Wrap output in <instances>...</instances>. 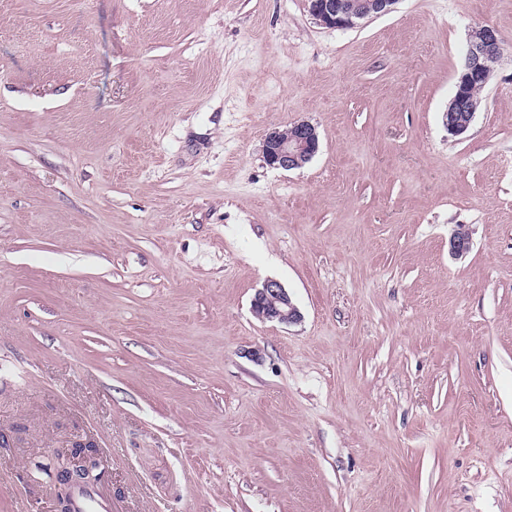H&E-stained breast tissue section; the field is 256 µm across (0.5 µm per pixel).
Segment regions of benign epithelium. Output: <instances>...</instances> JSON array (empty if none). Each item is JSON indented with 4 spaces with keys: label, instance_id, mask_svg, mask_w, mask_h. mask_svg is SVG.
Here are the masks:
<instances>
[{
    "label": "benign epithelium",
    "instance_id": "obj_1",
    "mask_svg": "<svg viewBox=\"0 0 512 512\" xmlns=\"http://www.w3.org/2000/svg\"><path fill=\"white\" fill-rule=\"evenodd\" d=\"M309 12L320 24L337 29L353 28L359 21L385 15L392 11L398 0H308ZM502 37L491 26L471 30L463 61V71L456 92L448 105V132L454 136L466 133L479 107V101L469 94L473 83H488L491 71L486 60L501 54ZM319 149L316 128L308 122H297L286 130L271 131L264 142L265 163L275 169L295 170L308 164ZM451 253L458 259L471 249L472 237L462 238L457 233L450 237ZM253 312L261 320L294 324L301 315L288 291L276 280H267L255 294ZM58 470L78 473L87 481L95 479L96 459L85 453H58Z\"/></svg>",
    "mask_w": 512,
    "mask_h": 512
}]
</instances>
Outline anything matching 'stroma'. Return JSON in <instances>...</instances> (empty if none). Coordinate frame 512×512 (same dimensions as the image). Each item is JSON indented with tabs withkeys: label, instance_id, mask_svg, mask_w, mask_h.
Here are the masks:
<instances>
[{
	"label": "stroma",
	"instance_id": "stroma-1",
	"mask_svg": "<svg viewBox=\"0 0 512 512\" xmlns=\"http://www.w3.org/2000/svg\"><path fill=\"white\" fill-rule=\"evenodd\" d=\"M0 435V512H512V0H0ZM309 12L321 25L329 28L356 27L361 20L385 15L398 0H308ZM502 46V37L495 28L480 26L471 30L464 54L463 71L448 105V132L452 135L460 136L469 130L479 107V100L475 98H479L480 91L490 79L491 71L488 67L492 69L497 61L492 55H501ZM473 83L483 85L473 86L472 95L475 98L468 91ZM263 148V158L268 166L295 170L303 168L312 160L319 149V138L316 128L302 121L286 130L271 131ZM253 312L261 320L294 324L301 315L288 291L277 280H267L255 294ZM71 455L67 451L57 453L59 459L58 471H68L73 475L78 473L87 481H92L98 477L97 474L93 475V471L98 467V462L93 456L85 453L76 454L74 449ZM71 512H111V506L95 491L80 487L72 494Z\"/></svg>",
	"mask_w": 512,
	"mask_h": 512
}]
</instances>
